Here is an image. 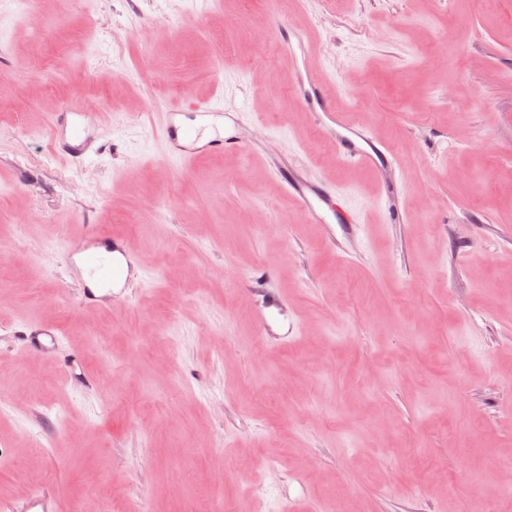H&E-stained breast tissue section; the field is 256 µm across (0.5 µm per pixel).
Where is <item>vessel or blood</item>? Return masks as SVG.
Returning a JSON list of instances; mask_svg holds the SVG:
<instances>
[{
	"mask_svg": "<svg viewBox=\"0 0 512 512\" xmlns=\"http://www.w3.org/2000/svg\"><path fill=\"white\" fill-rule=\"evenodd\" d=\"M294 92L305 111L316 114L335 109L333 102L323 99L319 87L310 80L298 82ZM187 112L194 115L195 125L188 126L183 123L182 116ZM223 112L224 108L217 98H191L164 112L161 130L167 158L184 171L202 155L243 149L242 141L216 131V121L222 117ZM86 121L87 115L82 112L79 104L64 105L50 127V137L56 154L77 162L84 161L91 155V144L83 135ZM368 141L369 137L364 129L354 128L352 135L337 139L336 152L347 162H373V153L367 148ZM279 175L290 194L314 222L347 223L346 203L337 198L335 189L304 179L294 167L288 165L280 167ZM400 193L399 182L382 181L380 195L386 202V223L399 224L403 221L402 213L395 204ZM145 268L146 261L134 245L114 237H103L96 225H87L79 267L82 307L92 309L100 305L103 296L114 297L124 293L130 285L132 273ZM271 280L270 268L257 267L248 277L246 289L265 308L283 310L286 301L271 288ZM60 334L61 330L56 325L39 322L20 323L14 331L23 350L37 351L51 358L57 355ZM21 512H64V508L57 492L42 490L25 502Z\"/></svg>",
	"mask_w": 512,
	"mask_h": 512,
	"instance_id": "vessel-or-blood-1",
	"label": "vessel or blood"
}]
</instances>
